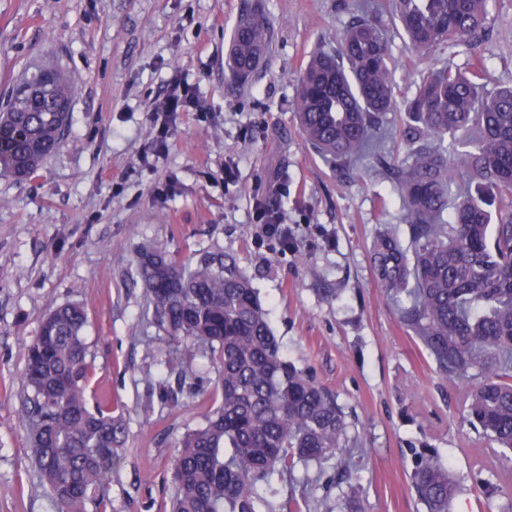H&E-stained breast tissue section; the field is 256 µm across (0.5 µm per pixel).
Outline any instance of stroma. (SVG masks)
Returning a JSON list of instances; mask_svg holds the SVG:
<instances>
[{
    "label": "stroma",
    "mask_w": 512,
    "mask_h": 512,
    "mask_svg": "<svg viewBox=\"0 0 512 512\" xmlns=\"http://www.w3.org/2000/svg\"><path fill=\"white\" fill-rule=\"evenodd\" d=\"M253 10L265 16L270 44L239 84L228 75L230 42ZM353 16L351 0H0V101L43 65L74 86L63 146L34 175L0 173V512H54L20 422L32 396L20 381L22 344L69 302L87 311L93 370L125 423L109 512H169L177 443L218 398L219 371L198 352L194 392L159 404L169 343L135 283L147 242L184 256L234 254L255 278L284 358L347 414L350 478L296 466L274 480L265 512L291 497L301 512L348 499L361 512H426L409 486L412 451L425 447L464 481L453 512H512V460L484 473L496 496L474 488L486 442L462 421L466 389L437 371L378 286L377 232L408 235L391 183L375 168L326 162L292 108L307 62L336 46ZM490 25L477 53L493 89L512 84V0H495ZM387 38L398 104L386 120L396 127L428 65H460L468 54L444 47L425 62L397 29ZM176 77L200 107L180 114L157 155L150 107ZM259 196L278 206L295 249L264 237Z\"/></svg>",
    "instance_id": "obj_1"
}]
</instances>
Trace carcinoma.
<instances>
[{
	"mask_svg": "<svg viewBox=\"0 0 512 512\" xmlns=\"http://www.w3.org/2000/svg\"><path fill=\"white\" fill-rule=\"evenodd\" d=\"M491 0H391L407 49L428 58L478 47ZM339 46L316 52L294 102L306 143L341 166H379L405 208L409 241L383 230L377 281L402 324L445 377L469 384L466 422L501 457L512 452V85L486 90L485 70L430 68L404 103L407 146L386 160L395 63L380 16L359 2ZM269 43L266 21L245 16L229 57L247 77ZM72 86L52 67L24 78L0 112V168L35 173L64 143ZM137 277L174 352L166 374L182 386L201 348L220 366V399L178 442L171 512H261L262 491L303 463L340 464L348 423L336 397L280 353L253 278L221 249L180 258L144 248ZM77 303L56 307L23 344L21 415L32 462L56 512H107L112 462L123 443L112 401L96 395ZM410 488L426 512H451L461 481L433 448L414 452Z\"/></svg>",
	"mask_w": 512,
	"mask_h": 512,
	"instance_id": "cac0c4a2",
	"label": "carcinoma"
}]
</instances>
